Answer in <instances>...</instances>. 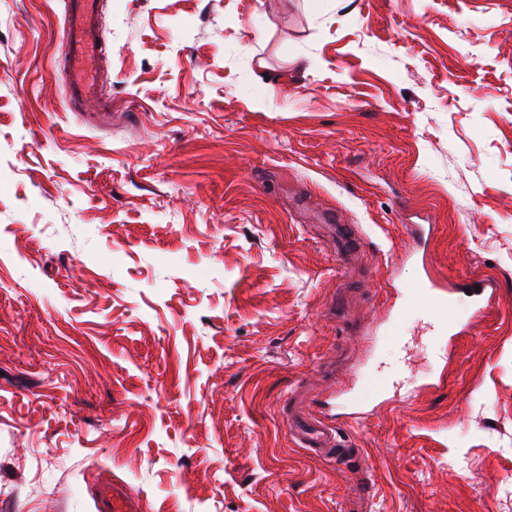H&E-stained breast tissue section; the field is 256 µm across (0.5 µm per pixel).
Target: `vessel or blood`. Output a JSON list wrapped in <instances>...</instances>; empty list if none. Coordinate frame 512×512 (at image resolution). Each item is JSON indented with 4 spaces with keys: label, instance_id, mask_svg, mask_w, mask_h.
I'll list each match as a JSON object with an SVG mask.
<instances>
[{
    "label": "vessel or blood",
    "instance_id": "b4317fda",
    "mask_svg": "<svg viewBox=\"0 0 512 512\" xmlns=\"http://www.w3.org/2000/svg\"><path fill=\"white\" fill-rule=\"evenodd\" d=\"M98 10L99 0H73L67 15L70 41L65 62L70 80L69 93L80 100L95 99L100 94ZM409 302L415 306L425 305L432 316H445L451 303L448 284L431 278L424 280L412 288ZM298 433L306 448H328L335 442L332 429L321 423L306 424ZM143 508V502L129 499L119 489H107L101 494V512H142Z\"/></svg>",
    "mask_w": 512,
    "mask_h": 512
}]
</instances>
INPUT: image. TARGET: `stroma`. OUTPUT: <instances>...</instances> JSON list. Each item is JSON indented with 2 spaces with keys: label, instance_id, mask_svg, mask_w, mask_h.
Listing matches in <instances>:
<instances>
[{
  "label": "stroma",
  "instance_id": "35a3bbf8",
  "mask_svg": "<svg viewBox=\"0 0 512 512\" xmlns=\"http://www.w3.org/2000/svg\"><path fill=\"white\" fill-rule=\"evenodd\" d=\"M68 2L0 0V512H512V0H101L82 107ZM446 281L427 277L411 289L408 305L425 304L427 312L433 317H444L451 303L450 292ZM334 431L324 424L309 423L298 428L304 448H328L334 445ZM146 505L140 501H133L121 490L112 487V491L105 489L101 494L99 511L104 512H133L144 511Z\"/></svg>",
  "mask_w": 512,
  "mask_h": 512
}]
</instances>
